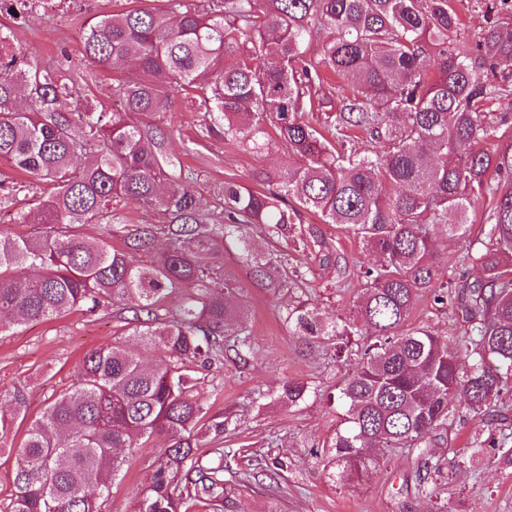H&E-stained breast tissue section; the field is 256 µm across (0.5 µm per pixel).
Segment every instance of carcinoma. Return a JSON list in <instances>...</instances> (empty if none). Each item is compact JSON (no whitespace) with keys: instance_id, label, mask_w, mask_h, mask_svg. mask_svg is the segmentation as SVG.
Instances as JSON below:
<instances>
[{"instance_id":"cac0c4a2","label":"carcinoma","mask_w":512,"mask_h":512,"mask_svg":"<svg viewBox=\"0 0 512 512\" xmlns=\"http://www.w3.org/2000/svg\"><path fill=\"white\" fill-rule=\"evenodd\" d=\"M170 8L132 7L89 20L81 62L129 73L118 80L121 107H74L70 57L33 65L14 45L10 24L48 0H0V158L51 186L20 224L45 225L39 235L0 236L1 318L58 319L106 304L132 313L128 335L159 354L148 362L125 341L87 352L77 382L26 426L19 446L7 443L27 416L16 388L0 402V453L14 457V493L0 512H103L133 448L162 434L136 512H219L227 486L242 482L215 448L198 453L196 431L224 433V419L194 392V367L248 362L251 341L241 309L227 302L235 285L224 277V253L236 249L257 283L299 289L287 251L260 255L249 234L286 236L298 209L338 224L377 260L356 271L363 294L354 315L328 321L307 299L283 320L308 350L321 343L356 357L340 399L344 427L332 441L334 460L357 478L389 448H425L466 411L500 423L499 403L512 379V143L484 148L512 130V113L491 105L512 96L507 76L491 81L482 68L512 59V32L483 30L478 55L448 49L459 24L451 0H168ZM320 45L316 55L309 46ZM436 55V74L427 62ZM326 72L349 81L336 104L314 98ZM193 91L201 132L251 150L269 148L276 133L287 161L259 191L224 183L222 216L204 211L179 157L166 152L146 118L171 91ZM314 109L341 152L302 117ZM489 245L467 253L482 276L457 293L467 329L448 343L426 327H408L423 292L444 304L436 282L434 236L468 237V214L483 196ZM135 201L170 218L138 224L124 235L139 249L158 235L156 258L135 265L103 238L77 228L106 224ZM183 289L177 312L160 314ZM357 337L352 349L351 337ZM309 386L284 383L279 400L292 406ZM476 439L512 462L509 440Z\"/></svg>"}]
</instances>
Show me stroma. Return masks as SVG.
<instances>
[{
    "label": "stroma",
    "mask_w": 512,
    "mask_h": 512,
    "mask_svg": "<svg viewBox=\"0 0 512 512\" xmlns=\"http://www.w3.org/2000/svg\"><path fill=\"white\" fill-rule=\"evenodd\" d=\"M488 2L453 0L460 26L451 34V42L474 47L482 29L497 23L499 16L487 11ZM133 4L134 0H57L16 26L14 42L31 62L48 66L65 54L79 56L91 17ZM113 78L112 70L81 66L75 75L76 91L111 111L118 104ZM200 118L189 96L175 90L150 122L168 150L180 154L184 168L192 170V186L203 207L217 212L226 181L260 187L261 176L278 168L284 154L277 145L256 155L223 139L202 136ZM490 205L484 199L471 211L468 240L443 235L437 239L438 278L447 282L449 291L481 275L465 254L468 248L487 243ZM296 223L315 243L291 252L290 266L307 279L311 299L326 317L352 316L362 284L353 276L338 280L335 268L323 258L337 255L353 267L369 261V254L357 239L323 223L316 213L301 211ZM224 270L239 290L237 299L252 332L253 353L246 366L228 359L199 369L196 391L211 413L223 415L224 433L203 435L198 445L204 454L213 448L233 451L238 469L258 472L259 477L238 486L223 512H430L435 505L448 512H512V464L490 448L473 455L477 424L466 417L438 432L428 449V454L450 465L442 473L437 502L422 493L424 460L414 449L381 452L378 464L359 479L340 473L330 460L329 446L344 418L339 388L354 370L353 360L337 357L330 346L311 351L302 347L282 320L283 311L295 302L294 291L275 293L259 287L248 266L233 254L225 255ZM129 317V312L108 305L92 314L78 311L0 330V397L25 388L28 414L38 415L62 389L75 383L85 353L125 334ZM409 322L447 340L467 327L455 302L437 304L427 293L419 297ZM287 380L303 381L311 388L294 407L276 398L278 387ZM165 444V437L157 435L134 448L133 462L113 487L104 512H134L151 465Z\"/></svg>",
    "instance_id": "35a3bbf8"
}]
</instances>
